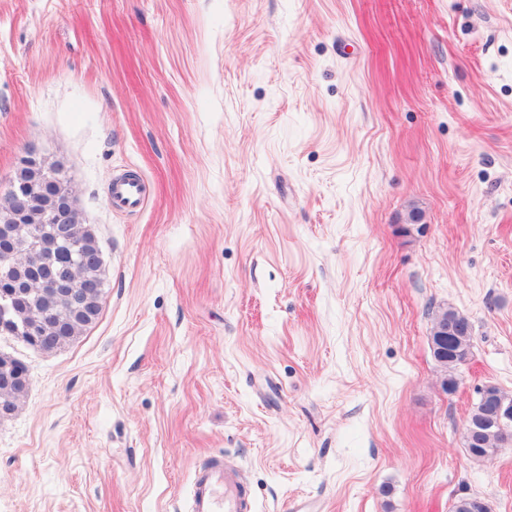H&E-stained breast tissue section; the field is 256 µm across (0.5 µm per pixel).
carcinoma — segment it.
Instances as JSON below:
<instances>
[{"label": "carcinoma", "instance_id": "cac0c4a2", "mask_svg": "<svg viewBox=\"0 0 512 512\" xmlns=\"http://www.w3.org/2000/svg\"><path fill=\"white\" fill-rule=\"evenodd\" d=\"M72 238L80 244L85 253L90 254L99 248L96 236L74 219L69 225ZM64 273L76 277L91 285L87 292V304L83 308L60 311L55 298L46 292L40 291L37 283L29 284L31 295L27 297L28 312L17 311L12 315H5L0 311V335L22 336L25 326L35 327L37 336H60L61 344L66 345L75 340L83 330L93 324L101 311V298L103 288L102 271L96 266L87 263L81 267L68 264L67 258L61 259ZM56 312L57 320L45 318V313ZM451 319L458 327L454 336L453 353L438 358L437 363L442 373V383L458 381L457 370L465 364L472 349V325L465 315L448 307L435 313L433 325ZM478 402L472 408L467 423L473 426L470 440L464 442V448L471 460L480 462L494 454L507 444L512 443V423L500 425L492 421L491 416L495 406L499 403L512 405V394L503 391L496 385L484 386L478 390ZM451 512H491L488 502L484 499L463 495L455 499Z\"/></svg>", "mask_w": 512, "mask_h": 512}]
</instances>
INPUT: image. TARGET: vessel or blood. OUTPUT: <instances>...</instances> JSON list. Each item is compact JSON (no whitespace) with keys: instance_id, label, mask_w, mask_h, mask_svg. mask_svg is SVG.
<instances>
[{"instance_id":"1","label":"vessel or blood","mask_w":512,"mask_h":512,"mask_svg":"<svg viewBox=\"0 0 512 512\" xmlns=\"http://www.w3.org/2000/svg\"><path fill=\"white\" fill-rule=\"evenodd\" d=\"M111 198L125 207L138 208L144 201L143 188L137 181H116ZM254 502L239 470L225 467L215 458L200 466L192 481L190 512H253Z\"/></svg>"}]
</instances>
